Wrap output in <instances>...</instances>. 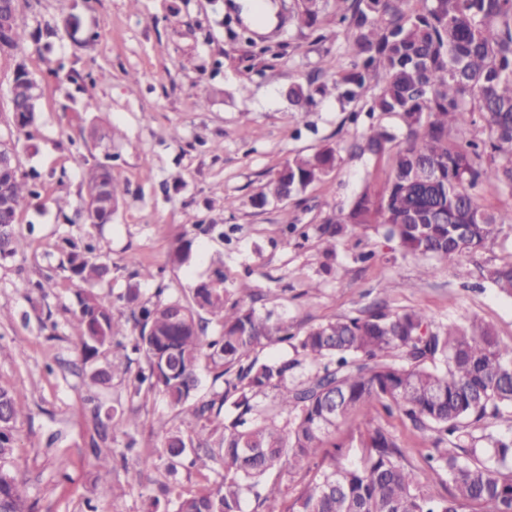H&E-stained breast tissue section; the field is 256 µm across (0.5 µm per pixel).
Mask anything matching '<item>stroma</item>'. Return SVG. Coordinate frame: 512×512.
<instances>
[{
  "label": "stroma",
  "mask_w": 512,
  "mask_h": 512,
  "mask_svg": "<svg viewBox=\"0 0 512 512\" xmlns=\"http://www.w3.org/2000/svg\"><path fill=\"white\" fill-rule=\"evenodd\" d=\"M273 20L264 29L246 24L237 0H22L17 24L26 34L51 30L47 44L20 54H0V132L11 119L10 84L17 63L44 86L39 134L18 145L19 172L37 184L43 205L18 215L21 248L0 259V387L16 391L25 407L14 437L13 470L33 512H172L160 502L161 486L177 480L195 488V471L169 477L158 457L160 423L176 424L159 392L129 396L126 376L93 390L90 375L111 370L108 354L85 359L69 326L77 284L70 278L62 239L93 243L108 280L98 292L113 310L130 315L123 295L135 264L149 266L139 280L143 298L162 292L184 297L222 260L230 300L255 299L259 314L274 312L293 331L380 303L391 311L422 310L432 326L463 318L493 328L512 347V299L477 279L457 278L454 267L423 275V259L403 255L383 236L346 235L335 256L325 255L318 227L348 206L363 185L380 192L389 170L385 158L354 152L370 122L397 128L391 116L360 115L334 98H316L300 110L288 98L298 83L321 80L326 53L350 60V40L334 13L318 30L298 26L292 0H270ZM77 81L58 80L57 67ZM110 127L112 138L93 142L90 126ZM335 147L334 170L289 199L254 206L269 176L299 152ZM103 164L127 192L109 223L74 221L85 195L84 168ZM295 231H286L282 210ZM215 225L197 235L194 225ZM191 234L189 265L169 263L176 240ZM46 281L44 291L23 293L21 280ZM105 407L135 415L130 434H115L111 447L129 438L148 446V462L115 466L111 490L100 494L90 395ZM391 432L407 460L425 474L427 492L446 494L444 473L426 470L430 435L385 413L379 404L354 411L325 439L319 457L341 450L359 461L352 439L364 415ZM66 470H59V461Z\"/></svg>",
  "instance_id": "obj_1"
}]
</instances>
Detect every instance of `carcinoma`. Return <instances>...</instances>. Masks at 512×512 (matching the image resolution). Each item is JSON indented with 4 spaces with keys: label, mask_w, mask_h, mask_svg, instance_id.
<instances>
[{
    "label": "carcinoma",
    "mask_w": 512,
    "mask_h": 512,
    "mask_svg": "<svg viewBox=\"0 0 512 512\" xmlns=\"http://www.w3.org/2000/svg\"><path fill=\"white\" fill-rule=\"evenodd\" d=\"M418 3L409 7L410 2ZM347 24L353 60L341 65L326 55L322 71L336 76L316 93L346 103L363 101L370 114L397 117L403 140L385 126H371L364 149L387 158L383 190L369 187L351 204L339 207L318 228L325 252L347 231L383 232L406 254L425 259L424 273L474 255L492 244L499 227L512 223V207L486 210L477 190L506 189L512 194V0H296L294 18L312 28L328 10ZM19 26L0 32V52L24 50ZM33 82L21 63L11 85L19 119L0 134V150L37 133L38 108ZM304 109L313 92L302 84L288 90ZM482 126L463 141L452 130ZM336 150L323 147L297 154L262 187L254 203L284 202L322 180L334 167ZM87 199L83 223L112 219L126 189L104 166L85 172ZM41 194L19 175L18 167H0V256L17 254L16 216ZM191 241L179 239L169 254L181 266ZM94 246L67 252L71 274L88 288L77 294L71 329L87 358L112 354L116 367L131 372L130 354L144 361L133 377L134 393L158 389L180 418L163 423L169 466L184 459L202 479L194 490L165 488L175 512H243L244 497L258 512H463L467 506L488 512H512V432L487 433L482 448H466L472 431L512 415V348L502 347L493 330L476 321L430 328L417 310L390 312L382 307L358 316L312 325L297 335L287 323L259 317L253 305L229 302L223 267L201 281L185 299L146 300L133 326L112 311L94 291L107 266L93 256ZM479 276L512 298V261L479 268ZM131 335L132 346L117 340ZM289 346L295 358H266L260 349ZM304 362L316 371L296 377ZM221 383L208 398L196 395L202 371ZM270 397L272 405L261 406ZM378 402L419 431L436 434L425 458L429 470L448 476L445 496L424 490V473L413 469L395 436L367 423L357 442V465L334 457L322 461L291 507L278 510L283 496L269 482L278 470L310 467L322 443L339 421ZM0 507L28 512L12 472L13 430L23 408L16 395L0 388ZM93 419L98 440L101 494L108 492L111 461L125 455L105 453L110 434H129L133 416H106L101 406ZM222 469L219 481L209 474Z\"/></svg>",
    "instance_id": "cac0c4a2"
}]
</instances>
